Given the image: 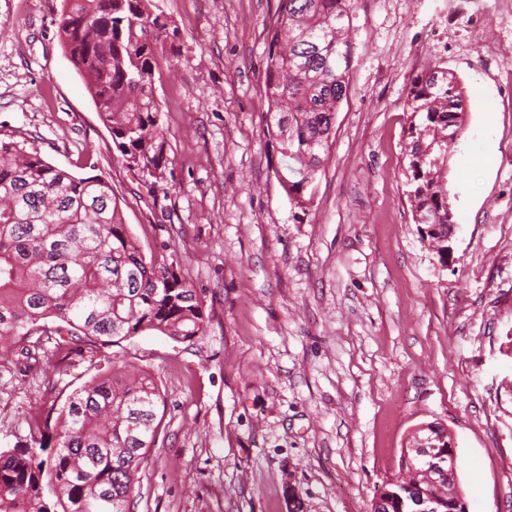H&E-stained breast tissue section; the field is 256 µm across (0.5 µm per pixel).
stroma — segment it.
I'll list each match as a JSON object with an SVG mask.
<instances>
[{
  "label": "stroma",
  "mask_w": 512,
  "mask_h": 512,
  "mask_svg": "<svg viewBox=\"0 0 512 512\" xmlns=\"http://www.w3.org/2000/svg\"><path fill=\"white\" fill-rule=\"evenodd\" d=\"M179 35L157 89L171 163L129 172L57 36L62 0H0V139L108 179L145 251L205 303L203 336L0 356V448L100 365L148 368L164 401L135 512H371L409 433L455 441L470 512H512V105L455 0L352 15V65L314 198L297 208L263 132L279 0H156ZM469 101L450 155L453 259L403 194L407 85L432 65Z\"/></svg>",
  "instance_id": "1"
}]
</instances>
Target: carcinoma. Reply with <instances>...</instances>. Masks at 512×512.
Segmentation results:
<instances>
[{
	"instance_id": "cac0c4a2",
	"label": "carcinoma",
	"mask_w": 512,
	"mask_h": 512,
	"mask_svg": "<svg viewBox=\"0 0 512 512\" xmlns=\"http://www.w3.org/2000/svg\"><path fill=\"white\" fill-rule=\"evenodd\" d=\"M355 0H279L269 31L266 132L285 162L280 183L297 207L313 200L347 95ZM57 35L99 120L130 172L160 179L170 162L157 81L171 67L178 28L155 0H63ZM404 186L415 223L437 229L448 265V148L463 127L455 74L431 65L412 76ZM122 198L100 175L78 177L34 147L0 140V352L33 336L69 347L117 345L144 332L186 342L203 335V300L164 254L145 255ZM162 403L151 373L123 363L28 421L30 445L0 448V512H133L135 475L154 447ZM54 431L55 445L45 442ZM401 485L420 468L401 458Z\"/></svg>"
}]
</instances>
